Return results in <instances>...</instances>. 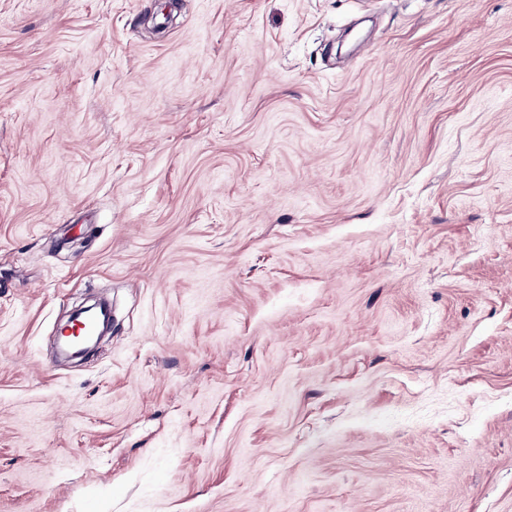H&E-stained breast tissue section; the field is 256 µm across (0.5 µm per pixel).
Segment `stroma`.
Wrapping results in <instances>:
<instances>
[{
    "mask_svg": "<svg viewBox=\"0 0 512 512\" xmlns=\"http://www.w3.org/2000/svg\"><path fill=\"white\" fill-rule=\"evenodd\" d=\"M0 512H512V0H0Z\"/></svg>",
    "mask_w": 512,
    "mask_h": 512,
    "instance_id": "35a3bbf8",
    "label": "stroma"
}]
</instances>
